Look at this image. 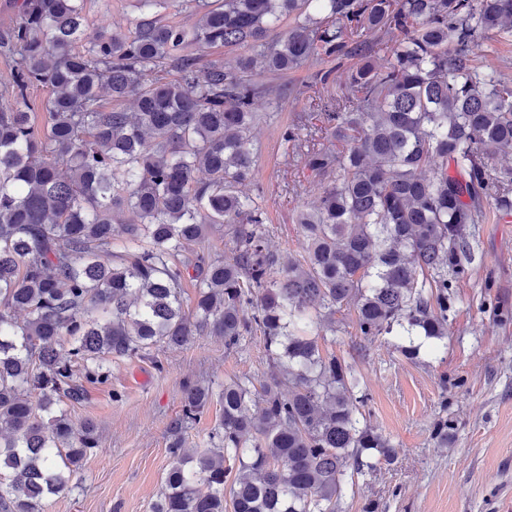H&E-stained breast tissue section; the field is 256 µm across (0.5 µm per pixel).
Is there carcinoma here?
Here are the masks:
<instances>
[{"mask_svg":"<svg viewBox=\"0 0 512 512\" xmlns=\"http://www.w3.org/2000/svg\"><path fill=\"white\" fill-rule=\"evenodd\" d=\"M138 4L126 34L89 31L85 0H19L0 31L13 98L0 112V512H43L70 489L99 436L74 430L69 405L108 381L110 360L199 335L231 350L257 331L269 378L184 390L151 512H337L395 450L319 339L351 306L364 338L437 353L484 202L512 217V169L492 166L512 153V82L475 50L512 37V0H182L200 15L191 29L154 16L170 0ZM238 48L232 64L206 59ZM322 56L336 66L321 83L344 76L318 105L336 148L283 132L317 190L296 212L303 252L283 255L262 196L239 190L256 166L255 101L292 95L257 70ZM39 85L52 90L40 128ZM215 232L230 252L209 251ZM215 396L206 448L187 447Z\"/></svg>","mask_w":512,"mask_h":512,"instance_id":"obj_1","label":"carcinoma"}]
</instances>
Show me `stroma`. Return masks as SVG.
<instances>
[{
	"mask_svg": "<svg viewBox=\"0 0 512 512\" xmlns=\"http://www.w3.org/2000/svg\"><path fill=\"white\" fill-rule=\"evenodd\" d=\"M91 28L128 31L136 0H88ZM320 60L262 82L288 83L292 99L274 105L258 99L252 129L256 175L246 194H262L271 221L269 245L301 249L295 211L315 201L309 177L291 144L282 139L312 98L338 93L322 86ZM474 259L454 290L448 334L437 355H401L399 337L360 336L353 311L325 352L356 369L368 397L371 423L389 438L394 461L356 478L339 512H512V222L486 208L473 242ZM111 376L87 385L71 406L74 428L93 423L100 444L73 478L72 491L50 497L45 512H150L171 467L168 427L189 384L234 378L264 380L271 366L260 335L235 350L223 339L198 336L181 348L112 360ZM448 421V445L435 431Z\"/></svg>",
	"mask_w": 512,
	"mask_h": 512,
	"instance_id": "stroma-1",
	"label": "stroma"
}]
</instances>
